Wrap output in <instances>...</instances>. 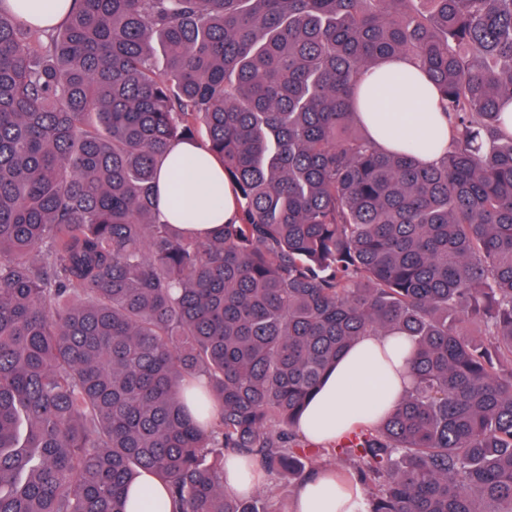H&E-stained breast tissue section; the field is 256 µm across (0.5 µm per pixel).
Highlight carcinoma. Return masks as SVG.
Returning a JSON list of instances; mask_svg holds the SVG:
<instances>
[{"label": "carcinoma", "mask_w": 512, "mask_h": 512, "mask_svg": "<svg viewBox=\"0 0 512 512\" xmlns=\"http://www.w3.org/2000/svg\"><path fill=\"white\" fill-rule=\"evenodd\" d=\"M388 56L448 115L429 166L355 105ZM510 106L512 0L0 8V512H127L134 485L149 512H280L224 490V455L311 478L307 398L390 332L411 388L321 449L356 512H512ZM195 141L237 206L204 240L159 213ZM5 6L22 20L41 28L61 24L71 11L74 0H5Z\"/></svg>", "instance_id": "carcinoma-1"}]
</instances>
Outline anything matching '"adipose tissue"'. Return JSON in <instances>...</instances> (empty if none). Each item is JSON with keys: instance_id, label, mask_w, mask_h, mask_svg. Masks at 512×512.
<instances>
[{"instance_id": "obj_1", "label": "adipose tissue", "mask_w": 512, "mask_h": 512, "mask_svg": "<svg viewBox=\"0 0 512 512\" xmlns=\"http://www.w3.org/2000/svg\"><path fill=\"white\" fill-rule=\"evenodd\" d=\"M74 0H6L21 19L41 28L61 24ZM362 118L373 140L394 150L414 141L421 149L418 162L428 165L448 145V117L438 106L432 81L398 57L366 70ZM182 196V210L168 206ZM159 209L164 220L188 235L203 239L231 222L235 196L224 181L221 163L195 143L174 145L160 166ZM399 337L366 335L344 352L323 378L296 424L297 432L316 444L341 442L356 428L373 426L410 388L408 355L399 353ZM365 497L358 481L334 472H319L299 486L291 512H354Z\"/></svg>"}]
</instances>
